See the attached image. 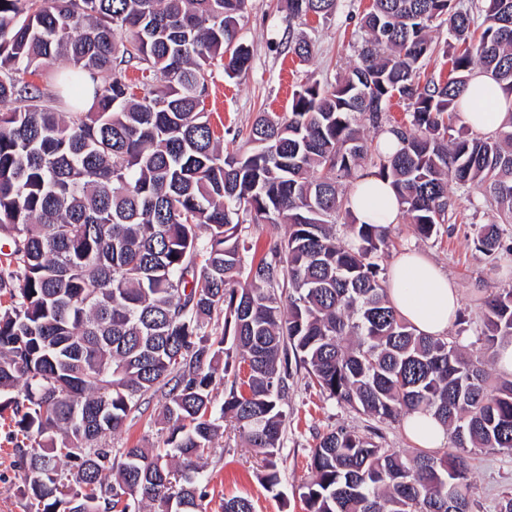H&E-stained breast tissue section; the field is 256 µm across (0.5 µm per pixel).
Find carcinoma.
<instances>
[{
    "mask_svg": "<svg viewBox=\"0 0 512 512\" xmlns=\"http://www.w3.org/2000/svg\"><path fill=\"white\" fill-rule=\"evenodd\" d=\"M322 18L337 0H285ZM251 0H0V412L33 512H207L202 460L224 421L281 479L293 370L379 422L431 412L452 446L404 453L338 426L318 437L304 512H472L473 449L512 452V381L492 388L484 356L426 336L390 301L379 260L390 228L357 224L339 183L369 165L391 181L427 241L447 223L448 184L478 191L495 219L479 248L511 250L512 119L481 137L460 122L474 66L512 92V0H371L357 63L336 84L305 83L288 112L259 113L247 154L224 153L203 104L212 66L250 69L241 21ZM448 28V78L425 74ZM64 58L66 66L56 61ZM141 72L127 78L128 67ZM162 74L164 83L154 81ZM409 110L393 154L359 122ZM286 224L258 252L240 216ZM224 314L221 336L208 326ZM487 348L512 336V286L486 301ZM229 385L209 411L215 378ZM161 392L158 448L100 439ZM222 512H254L241 496Z\"/></svg>",
    "mask_w": 512,
    "mask_h": 512,
    "instance_id": "obj_1",
    "label": "carcinoma"
}]
</instances>
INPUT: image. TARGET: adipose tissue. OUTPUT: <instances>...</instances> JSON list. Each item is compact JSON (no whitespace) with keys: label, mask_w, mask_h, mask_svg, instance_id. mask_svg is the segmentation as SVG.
<instances>
[{"label":"adipose tissue","mask_w":512,"mask_h":512,"mask_svg":"<svg viewBox=\"0 0 512 512\" xmlns=\"http://www.w3.org/2000/svg\"><path fill=\"white\" fill-rule=\"evenodd\" d=\"M462 104L467 125L474 131L491 134L512 115V92L476 70L462 96ZM347 206L360 224L391 226L402 218L394 188L377 175H364L354 181ZM388 295L400 314L421 333L444 335L456 320V288L441 268L419 251H406L393 262Z\"/></svg>","instance_id":"obj_1"}]
</instances>
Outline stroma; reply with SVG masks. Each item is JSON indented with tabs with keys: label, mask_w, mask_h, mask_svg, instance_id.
Wrapping results in <instances>:
<instances>
[{
	"label": "stroma",
	"mask_w": 512,
	"mask_h": 512,
	"mask_svg": "<svg viewBox=\"0 0 512 512\" xmlns=\"http://www.w3.org/2000/svg\"><path fill=\"white\" fill-rule=\"evenodd\" d=\"M370 0H338L329 18L289 17L276 0H253L241 23V38L251 53L245 77H225L222 67H214L211 92L204 104L215 125L224 128V149L244 154L252 146L244 132L260 112H286L292 93L311 81L331 84L358 60L364 39L359 20ZM303 37L313 46L308 61H300L288 50L289 36ZM455 213L437 237L418 240L408 219L392 227L395 253L384 256L381 265L390 268L396 252L415 249L440 266L460 294L462 324L450 327V334H461L466 352L483 348L484 300L496 287L512 285V254L484 253L476 242L480 225L491 221L489 208L471 189L449 186ZM161 394H147L141 402V418L128 423L121 432L107 436L115 449L139 445L157 446L162 441ZM285 432L277 463L281 485L279 494L268 492L260 476L264 462L260 454L242 447L233 431H225L224 449L211 455L204 467L210 478V512H220L224 498L243 496L252 500L255 512H303L299 489L310 476L309 456L319 434L343 425L365 435L375 436L383 446L401 453L411 440L402 423H381L358 414L322 395L312 387L305 371L289 381L283 402ZM27 440L10 421L0 420V512H30L19 468L20 446ZM474 512H494L504 492L512 491V454L489 450L469 456Z\"/></svg>",
	"instance_id": "obj_1"
}]
</instances>
